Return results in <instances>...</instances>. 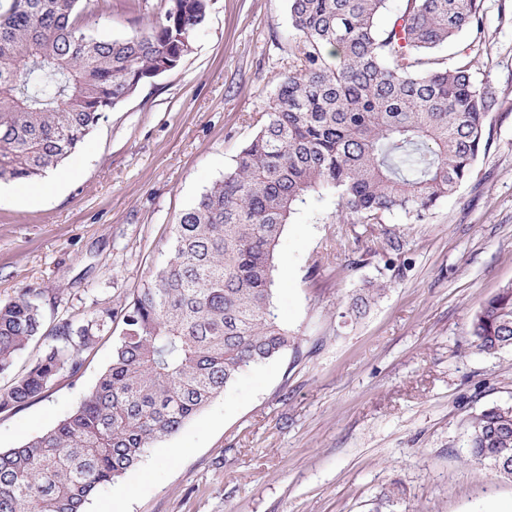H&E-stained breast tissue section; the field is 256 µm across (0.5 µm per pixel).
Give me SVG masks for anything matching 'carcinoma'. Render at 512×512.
<instances>
[{
  "label": "carcinoma",
  "mask_w": 512,
  "mask_h": 512,
  "mask_svg": "<svg viewBox=\"0 0 512 512\" xmlns=\"http://www.w3.org/2000/svg\"><path fill=\"white\" fill-rule=\"evenodd\" d=\"M82 0L0 4V182L33 180L77 151L105 114L177 69L208 22L211 0H161L136 34L100 38L78 23ZM289 0L288 73L257 119L237 166L175 225L172 255L125 304L112 361L80 405L45 433L0 451V512H84L94 492L176 434L250 365L295 344L272 307L275 246L295 208L323 188L347 223L376 227L399 211L421 219L456 192L482 150L498 98L471 61L489 54L484 0ZM466 33L441 65L438 47ZM383 286L346 310L369 309ZM23 290L0 303V374L42 337ZM105 312L53 330L31 367L0 388V411L77 374L108 326ZM476 347H512V283L471 320ZM472 460L512 481V404L472 416Z\"/></svg>",
  "instance_id": "obj_1"
}]
</instances>
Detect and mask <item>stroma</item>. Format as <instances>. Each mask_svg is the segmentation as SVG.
Wrapping results in <instances>:
<instances>
[{
	"instance_id": "obj_1",
	"label": "stroma",
	"mask_w": 512,
	"mask_h": 512,
	"mask_svg": "<svg viewBox=\"0 0 512 512\" xmlns=\"http://www.w3.org/2000/svg\"><path fill=\"white\" fill-rule=\"evenodd\" d=\"M160 0H110L86 31H140ZM497 90L473 174L422 220L387 216L399 250L363 234L362 261L334 256L338 198L310 193L275 247L273 310L296 343L241 371L223 394L86 512H512V482L470 461L467 419L512 403V348L478 350L470 319L512 282V0H484ZM288 0H215L193 51L142 86L57 170L38 198L0 200V302L33 289L46 328L108 310L76 376L0 412V451L68 416L112 360L121 308L170 256L179 215L234 170L288 70ZM384 291L347 317L366 283Z\"/></svg>"
}]
</instances>
